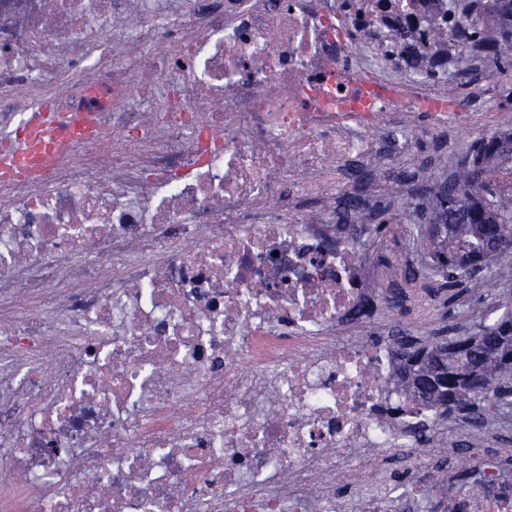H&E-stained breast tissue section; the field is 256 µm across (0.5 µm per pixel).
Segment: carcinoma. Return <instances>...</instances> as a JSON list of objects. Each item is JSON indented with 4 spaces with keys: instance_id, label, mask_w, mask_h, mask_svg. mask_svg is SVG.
I'll return each mask as SVG.
<instances>
[{
    "instance_id": "obj_1",
    "label": "carcinoma",
    "mask_w": 512,
    "mask_h": 512,
    "mask_svg": "<svg viewBox=\"0 0 512 512\" xmlns=\"http://www.w3.org/2000/svg\"><path fill=\"white\" fill-rule=\"evenodd\" d=\"M492 62V74L512 81V35L501 34L483 39ZM497 146L492 140L475 142L459 170L441 189L439 206L453 217L463 212L467 220L455 222L448 239V253L437 255V269L446 278L443 287L452 289L464 281L484 287L491 281L512 278V234L503 233L500 216L512 215V199L505 200L489 190L497 169ZM495 267L485 270L488 259ZM496 318H491V315ZM476 332L456 336L460 359L444 364L448 381L447 398L436 393L424 396L434 405L446 404L445 413L474 418L481 411L512 406V367L504 357L512 353V302L505 301L481 313ZM477 374L484 384L469 383L464 372Z\"/></svg>"
}]
</instances>
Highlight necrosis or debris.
I'll return each instance as SVG.
<instances>
[{
    "label": "necrosis or debris",
    "instance_id": "4bbe7bcc",
    "mask_svg": "<svg viewBox=\"0 0 512 512\" xmlns=\"http://www.w3.org/2000/svg\"><path fill=\"white\" fill-rule=\"evenodd\" d=\"M510 28L495 0H0V130L91 121L0 173V512H512L494 419L459 435L395 381L369 248L386 201L446 221L412 130L496 140L512 196V122L448 101Z\"/></svg>",
    "mask_w": 512,
    "mask_h": 512
}]
</instances>
